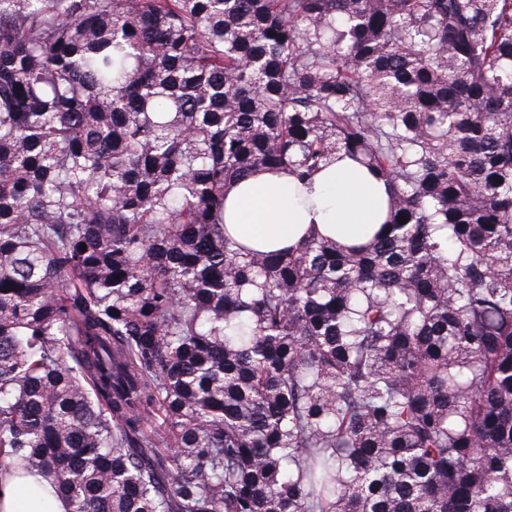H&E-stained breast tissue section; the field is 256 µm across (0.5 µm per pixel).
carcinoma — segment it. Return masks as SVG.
Here are the masks:
<instances>
[{"mask_svg":"<svg viewBox=\"0 0 512 512\" xmlns=\"http://www.w3.org/2000/svg\"><path fill=\"white\" fill-rule=\"evenodd\" d=\"M340 152L390 186L367 244L228 235L235 180ZM2 470L512 512V0H0Z\"/></svg>","mask_w":512,"mask_h":512,"instance_id":"1","label":"carcinoma"}]
</instances>
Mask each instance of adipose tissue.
<instances>
[{"instance_id": "1", "label": "adipose tissue", "mask_w": 512, "mask_h": 512, "mask_svg": "<svg viewBox=\"0 0 512 512\" xmlns=\"http://www.w3.org/2000/svg\"><path fill=\"white\" fill-rule=\"evenodd\" d=\"M389 187L350 159L325 167L311 185L288 172H255L236 182L224 203L230 236L265 251L295 247L310 232L345 245L367 243L387 214ZM0 512H69L50 486L33 480H0Z\"/></svg>"}]
</instances>
